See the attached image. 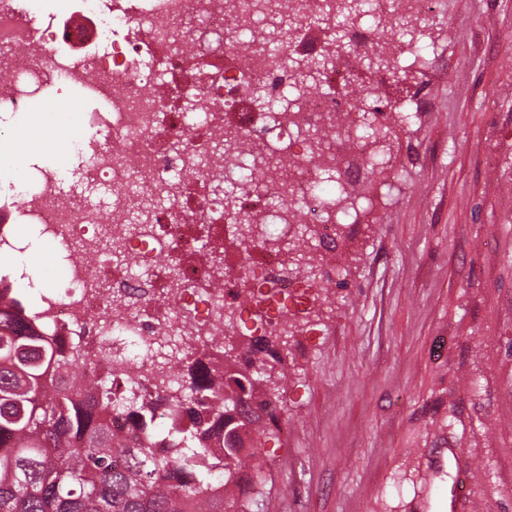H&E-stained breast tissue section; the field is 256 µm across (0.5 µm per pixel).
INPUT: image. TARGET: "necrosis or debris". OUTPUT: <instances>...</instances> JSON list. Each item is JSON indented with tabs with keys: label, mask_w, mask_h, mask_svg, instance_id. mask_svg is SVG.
Wrapping results in <instances>:
<instances>
[{
	"label": "necrosis or debris",
	"mask_w": 512,
	"mask_h": 512,
	"mask_svg": "<svg viewBox=\"0 0 512 512\" xmlns=\"http://www.w3.org/2000/svg\"><path fill=\"white\" fill-rule=\"evenodd\" d=\"M262 0H78L79 27L0 0V126L25 109L33 92L54 83L80 87L101 112L84 125L105 132L115 147L91 138L76 142L86 184L106 185L104 206L64 191L56 171L25 172L21 187L0 191V253L14 263L7 285L34 298L21 327L38 325L62 349L80 345L94 377L111 376L120 391L144 400L181 385L159 348L195 340L209 369L224 370L225 308L246 310L250 288L241 284L238 259L227 246L237 224L268 195L295 193L298 212L265 211L263 224L277 242L311 225L321 247L336 246V207L317 192L310 160L323 149L343 176L371 166L356 135L316 146L323 128L362 116L334 94L303 95L285 65L288 57L324 54L323 32L308 18L329 0H288L301 25L282 64L236 44L265 17ZM251 78L279 107L242 108L241 84ZM277 166L282 178L253 180V170ZM51 243L64 275L48 285L34 277L29 241ZM208 247L195 252L196 242ZM136 267H129L128 257ZM285 251L256 245L252 285L281 299L300 297L301 279L289 275ZM222 278L224 289L210 287Z\"/></svg>",
	"instance_id": "1"
}]
</instances>
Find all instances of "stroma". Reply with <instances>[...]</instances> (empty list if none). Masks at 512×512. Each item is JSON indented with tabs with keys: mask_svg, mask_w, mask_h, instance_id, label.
Listing matches in <instances>:
<instances>
[{
	"mask_svg": "<svg viewBox=\"0 0 512 512\" xmlns=\"http://www.w3.org/2000/svg\"><path fill=\"white\" fill-rule=\"evenodd\" d=\"M429 64L354 89L404 105L397 163L342 228L283 356L275 438L262 451V512H512V0H438ZM32 98L0 131V163L49 166L27 139Z\"/></svg>",
	"mask_w": 512,
	"mask_h": 512,
	"instance_id": "stroma-1",
	"label": "stroma"
}]
</instances>
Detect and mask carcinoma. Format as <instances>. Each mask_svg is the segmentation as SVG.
Here are the masks:
<instances>
[{
	"label": "carcinoma",
	"instance_id": "1",
	"mask_svg": "<svg viewBox=\"0 0 512 512\" xmlns=\"http://www.w3.org/2000/svg\"><path fill=\"white\" fill-rule=\"evenodd\" d=\"M375 0L338 5L336 14L311 22L329 33L331 49L314 61L296 57L292 66L300 87H318L336 60L350 51L345 33L369 19L377 26ZM299 38L289 23L262 40L277 61L281 46ZM419 51L413 40L393 45L379 37L363 59L382 62L389 71L398 56ZM361 140L375 155H390V127L366 122ZM238 240L243 245L266 242L265 225L244 217ZM315 236L305 226L288 247V272L316 284L321 265L312 248ZM18 295L0 289V512H260L262 492L243 499L220 491L241 484L244 471L260 469L257 450L274 430L259 424L249 399L257 385L271 398L288 384L281 353L293 336L288 314L269 332L251 342V356L242 360L226 348L236 372L226 377L198 374L199 363H186L193 343L170 355L181 372L182 391L171 399L146 401L134 414L138 433H112L109 416L124 408L112 392V378L86 376L82 349H58L36 332L21 336L15 327ZM175 406L191 416L161 431L152 423L160 406ZM253 433L255 451L241 455L239 429Z\"/></svg>",
	"mask_w": 512,
	"mask_h": 512
}]
</instances>
